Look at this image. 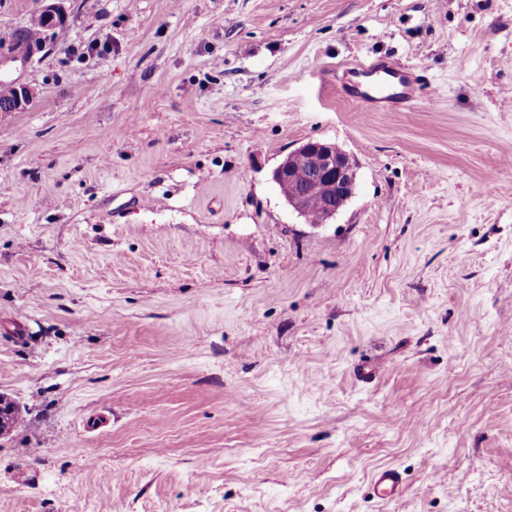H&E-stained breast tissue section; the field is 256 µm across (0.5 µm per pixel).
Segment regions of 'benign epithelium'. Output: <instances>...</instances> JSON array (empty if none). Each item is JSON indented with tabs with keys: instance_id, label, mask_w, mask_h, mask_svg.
<instances>
[{
	"instance_id": "benign-epithelium-1",
	"label": "benign epithelium",
	"mask_w": 512,
	"mask_h": 512,
	"mask_svg": "<svg viewBox=\"0 0 512 512\" xmlns=\"http://www.w3.org/2000/svg\"><path fill=\"white\" fill-rule=\"evenodd\" d=\"M41 13L50 31L68 25V13L63 0H41ZM14 96L0 107V112H20L28 108L33 100L30 89L22 84H13ZM303 170L308 180L302 192L285 196L288 206L301 214L315 206L318 191L325 190L327 200L337 196L353 197L356 182V165L349 154L334 143L311 140L288 153L272 171V180L283 187L293 180L294 173Z\"/></svg>"
}]
</instances>
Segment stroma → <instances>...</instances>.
Here are the masks:
<instances>
[{
	"mask_svg": "<svg viewBox=\"0 0 512 512\" xmlns=\"http://www.w3.org/2000/svg\"><path fill=\"white\" fill-rule=\"evenodd\" d=\"M65 5L0 65V512H512V0ZM378 59L410 110L346 95ZM390 70L394 69L384 62L368 61L365 64H363V66L358 70L357 73L373 74L379 72H386ZM394 71H396L397 74L400 75L401 89L398 92H394L389 100L379 99L374 97L372 94L360 91L357 85H353L350 89L352 97L356 101L362 102L370 108H385L386 103L383 102L403 105L414 104L417 98V86L415 85L414 79L407 72L397 70ZM14 87L13 90L7 82L0 83V100L1 102L11 99V101L4 105L3 108L0 106V112H20L28 108L33 100V94L28 87L15 82L11 83ZM11 96H13L11 98ZM303 170L308 175L304 190L299 192L305 178L296 174L295 180L288 184L285 194L288 206L299 215L313 208L320 188L330 201L336 196L352 198L356 182V165L349 154L335 143L311 140L288 153L272 171V180L283 188L293 180L294 173ZM402 476L394 467H384L374 473L368 486L372 498L390 500L400 496Z\"/></svg>",
	"mask_w": 512,
	"mask_h": 512,
	"instance_id": "35a3bbf8",
	"label": "stroma"
}]
</instances>
